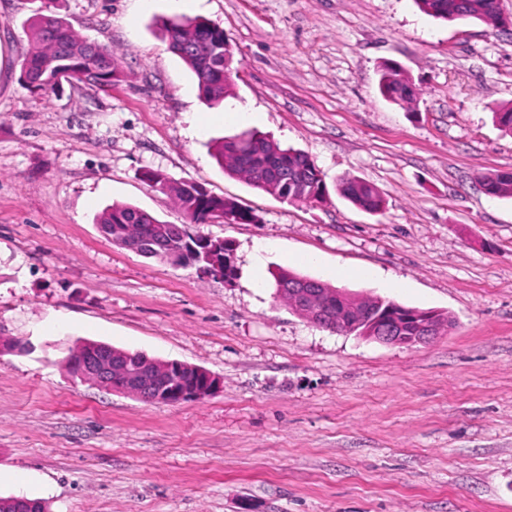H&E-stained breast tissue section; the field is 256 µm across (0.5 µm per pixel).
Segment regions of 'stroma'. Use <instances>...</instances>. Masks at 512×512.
<instances>
[{"instance_id":"stroma-1","label":"stroma","mask_w":512,"mask_h":512,"mask_svg":"<svg viewBox=\"0 0 512 512\" xmlns=\"http://www.w3.org/2000/svg\"><path fill=\"white\" fill-rule=\"evenodd\" d=\"M43 8L109 47L121 80L27 84ZM177 17L223 29V105L168 50L161 25ZM385 61L419 89L413 109L381 96ZM509 103L512 27L447 23L414 0H0V338L19 344L0 354V496L50 512H512V198L479 183L512 171L493 115ZM244 108L311 158L323 202L225 173L212 146L242 132L222 115ZM149 170L259 221L188 223ZM343 176L374 184L383 213L341 197ZM115 203L232 241L237 277L113 244L96 219ZM281 268L452 326L414 346L329 332L276 297ZM82 340L222 386L176 405L115 393L71 373Z\"/></svg>"}]
</instances>
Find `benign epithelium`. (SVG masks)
<instances>
[{
	"label": "benign epithelium",
	"mask_w": 512,
	"mask_h": 512,
	"mask_svg": "<svg viewBox=\"0 0 512 512\" xmlns=\"http://www.w3.org/2000/svg\"><path fill=\"white\" fill-rule=\"evenodd\" d=\"M336 307L347 313L341 331L393 346L424 344L439 335L438 314L405 307L379 298L365 312L341 290ZM76 376L114 392L136 394L152 402L179 404L201 400L221 387V379L207 370L180 361H160L142 356L129 365L124 354L109 350L86 352L71 362Z\"/></svg>",
	"instance_id": "7a95c632"
}]
</instances>
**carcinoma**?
<instances>
[{
	"label": "carcinoma",
	"instance_id": "obj_1",
	"mask_svg": "<svg viewBox=\"0 0 512 512\" xmlns=\"http://www.w3.org/2000/svg\"><path fill=\"white\" fill-rule=\"evenodd\" d=\"M415 3L423 13L447 22L475 19L498 26L509 23L500 13L498 0H415ZM30 28L31 42L23 55L21 76L36 82V89L54 90L65 83L102 88L120 79L122 71L114 53L85 40L65 18L41 14L31 21ZM163 34L168 49L195 75L205 102L216 106L232 95L233 82L224 72L234 70L233 57L222 28L199 20H171L163 24ZM379 91L397 105H411L417 100L412 80L395 63L381 66ZM215 156L227 174L288 202H320L327 195L325 182L306 154L283 148L255 132L245 131L225 139L217 145ZM148 179L174 196L192 224L224 220L242 224L258 222L252 211L212 194L198 182L173 180L159 172L149 173ZM479 181L487 194L512 198L511 171L489 173ZM337 190L352 205L369 213L378 214L385 209L384 197L370 183L342 178ZM97 223L112 227L115 244H122L125 234L145 236V250L151 252V257L169 260L164 254L152 252L156 241L167 234L168 225L151 213L134 205L114 203L99 214ZM214 255L223 267L224 278H233L236 273L233 247L219 246ZM274 280L280 290L277 297L288 302L289 289L304 286L308 278L280 270L274 274Z\"/></svg>",
	"mask_w": 512,
	"mask_h": 512
}]
</instances>
